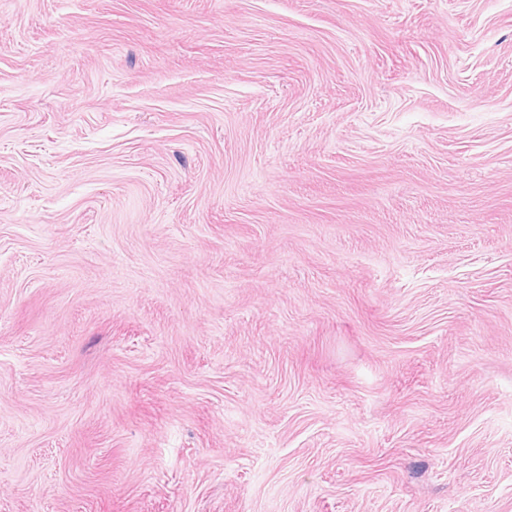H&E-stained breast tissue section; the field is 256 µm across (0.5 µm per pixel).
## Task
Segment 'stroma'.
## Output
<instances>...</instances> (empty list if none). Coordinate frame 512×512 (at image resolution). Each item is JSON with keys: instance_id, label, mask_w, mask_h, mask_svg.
<instances>
[{"instance_id": "stroma-1", "label": "stroma", "mask_w": 512, "mask_h": 512, "mask_svg": "<svg viewBox=\"0 0 512 512\" xmlns=\"http://www.w3.org/2000/svg\"><path fill=\"white\" fill-rule=\"evenodd\" d=\"M0 512H512V0H0Z\"/></svg>"}]
</instances>
